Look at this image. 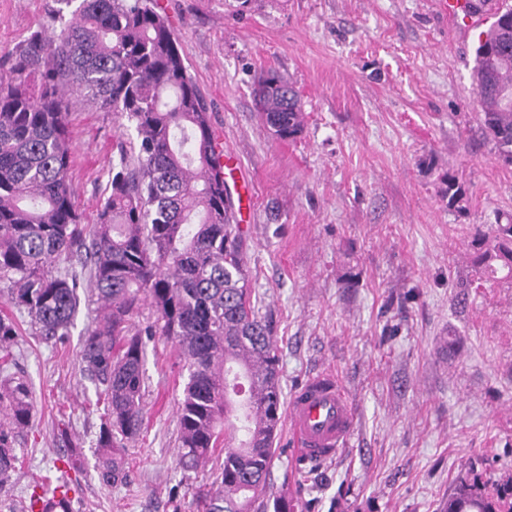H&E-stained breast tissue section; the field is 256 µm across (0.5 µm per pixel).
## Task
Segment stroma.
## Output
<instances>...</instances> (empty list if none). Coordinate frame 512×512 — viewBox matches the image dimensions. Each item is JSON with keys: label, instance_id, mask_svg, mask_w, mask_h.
Here are the masks:
<instances>
[{"label": "stroma", "instance_id": "1", "mask_svg": "<svg viewBox=\"0 0 512 512\" xmlns=\"http://www.w3.org/2000/svg\"><path fill=\"white\" fill-rule=\"evenodd\" d=\"M210 105L211 126L235 153L254 196L246 252L282 366L284 395L334 372L352 398L347 451L300 465L280 430L268 492L297 512H441L463 479L512 478V283L478 279L472 235L512 217V165L477 118L473 66L490 18L448 22L436 0H160ZM70 0H0V56ZM276 70L304 103V131L274 136L254 82ZM119 118L77 102L71 178L92 223L116 151ZM466 190L449 205V179ZM15 318L12 349L28 378L35 426L0 512L58 456L52 427L72 421L85 453L74 512H194V486L175 465L177 402L187 372L177 347L149 342L142 431L125 482L102 485L93 444L100 424L78 352L89 315L64 345Z\"/></svg>", "mask_w": 512, "mask_h": 512}]
</instances>
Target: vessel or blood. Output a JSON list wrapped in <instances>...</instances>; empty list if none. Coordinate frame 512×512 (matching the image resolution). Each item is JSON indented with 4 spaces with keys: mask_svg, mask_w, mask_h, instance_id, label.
Instances as JSON below:
<instances>
[{
    "mask_svg": "<svg viewBox=\"0 0 512 512\" xmlns=\"http://www.w3.org/2000/svg\"><path fill=\"white\" fill-rule=\"evenodd\" d=\"M286 420L299 447L300 458L317 464L341 456L355 429L351 399L330 374L309 378L291 395ZM60 494L39 492L29 499L26 512H67Z\"/></svg>",
    "mask_w": 512,
    "mask_h": 512,
    "instance_id": "1",
    "label": "vessel or blood"
}]
</instances>
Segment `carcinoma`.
Segmentation results:
<instances>
[{"label": "carcinoma", "mask_w": 512, "mask_h": 512, "mask_svg": "<svg viewBox=\"0 0 512 512\" xmlns=\"http://www.w3.org/2000/svg\"><path fill=\"white\" fill-rule=\"evenodd\" d=\"M494 13L479 34L474 89L482 130L512 164V23ZM60 30L31 33L0 58V288L35 335L62 344L89 271L103 319L89 325L82 373L103 404L95 440L105 486L126 477L127 444L144 421L146 348L178 347L187 379L177 464L209 460L219 474L195 494L196 512H294L266 496L283 390L272 328L253 301L245 235L213 146L209 105L158 0H80ZM263 123L281 139L303 133V103L275 71L258 81ZM77 95L124 120L96 219L83 222L71 186L67 115ZM472 266L512 281V218L476 234ZM153 317L141 318L144 304ZM19 336L0 315V367ZM21 376L0 381V491L16 471L18 440L34 426ZM57 439L61 472L79 471L83 448ZM446 512H512V491L491 497L461 481Z\"/></svg>", "instance_id": "cac0c4a2"}]
</instances>
